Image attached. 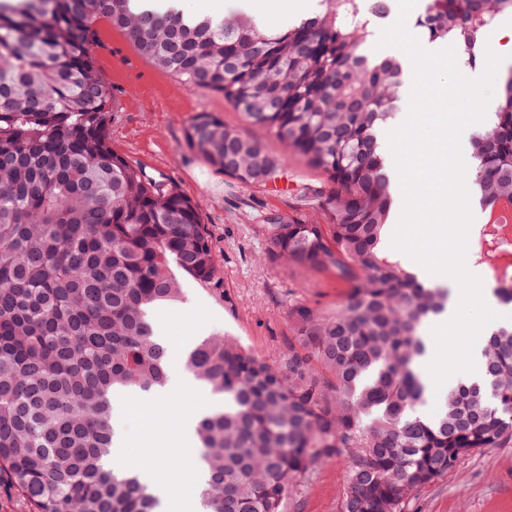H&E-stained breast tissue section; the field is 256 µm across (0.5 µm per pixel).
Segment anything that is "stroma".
I'll return each mask as SVG.
<instances>
[{"mask_svg":"<svg viewBox=\"0 0 512 512\" xmlns=\"http://www.w3.org/2000/svg\"><path fill=\"white\" fill-rule=\"evenodd\" d=\"M99 33L96 62L115 102L108 128L113 148L198 204L222 258L221 289L183 279V299L174 312L204 305L214 319L199 330V337H231L255 355L279 358L287 351L290 306L306 301L330 308L341 301L342 291L328 275L269 259L260 217L275 210L307 224L320 222L298 189L323 183L324 175L291 154L277 178L262 187L224 176L186 141V128L198 114L209 113L230 128L246 131L274 152H281V143L265 128L245 122L220 94L189 89L157 67L140 54L125 31L103 25ZM344 482L342 462L325 463L295 489L296 512H338ZM406 509L512 512V443L466 457L447 477L415 493Z\"/></svg>","mask_w":512,"mask_h":512,"instance_id":"obj_1","label":"stroma"}]
</instances>
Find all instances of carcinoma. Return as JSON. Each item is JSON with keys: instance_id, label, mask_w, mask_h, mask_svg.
<instances>
[{"instance_id": "cac0c4a2", "label": "carcinoma", "mask_w": 512, "mask_h": 512, "mask_svg": "<svg viewBox=\"0 0 512 512\" xmlns=\"http://www.w3.org/2000/svg\"><path fill=\"white\" fill-rule=\"evenodd\" d=\"M387 0H321L279 33L246 19L183 20L130 0H0V484L23 512H157L137 473L108 469L116 389L164 386L168 352L151 311L178 301L181 272L223 281L198 205L112 149V90L95 60L98 23L127 32L186 87L224 96L326 177L303 197L323 223L262 215L270 259L332 275L334 308L288 310V353L258 357L202 338L186 358L224 404L195 428L204 512H288L323 463L340 459L339 512H406L464 457L512 442V322L487 332L481 378L424 412V324L446 312L383 246L391 199L380 129L405 82L367 33ZM512 0H425L416 24L471 61ZM189 146L261 186L285 155L209 113ZM471 147L483 203L512 205V84Z\"/></svg>"}]
</instances>
